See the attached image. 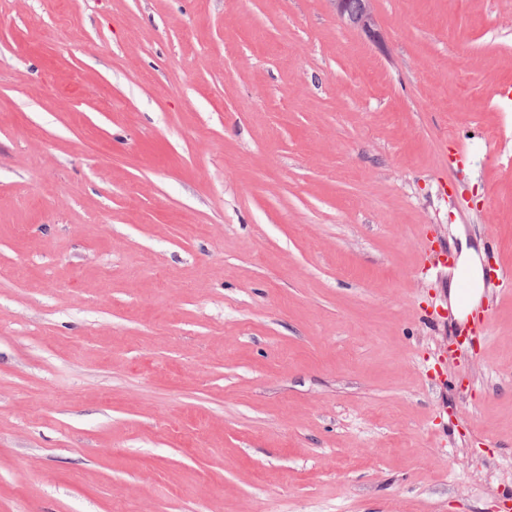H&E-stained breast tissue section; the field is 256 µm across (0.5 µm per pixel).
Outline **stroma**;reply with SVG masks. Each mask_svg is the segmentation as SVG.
Instances as JSON below:
<instances>
[{"label":"stroma","instance_id":"1","mask_svg":"<svg viewBox=\"0 0 512 512\" xmlns=\"http://www.w3.org/2000/svg\"><path fill=\"white\" fill-rule=\"evenodd\" d=\"M374 9L0 0V512H512V0ZM374 0H330L336 19L344 26L358 31L371 41L379 39L378 22L373 9ZM461 267L469 269L473 276L476 278V280L479 282L478 288H476L472 292L469 301L465 306H461L459 304L458 291L452 290L451 292V301L455 306V315L459 320L463 321L466 319L467 315L470 314L473 311V309H475L479 305L481 297L483 295V282L481 265L478 255L474 250L463 252L462 255L459 257V266L455 272L456 279L458 282L459 294L462 301L466 300L470 288V282L467 276L464 274H461L457 278L458 269Z\"/></svg>","mask_w":512,"mask_h":512}]
</instances>
